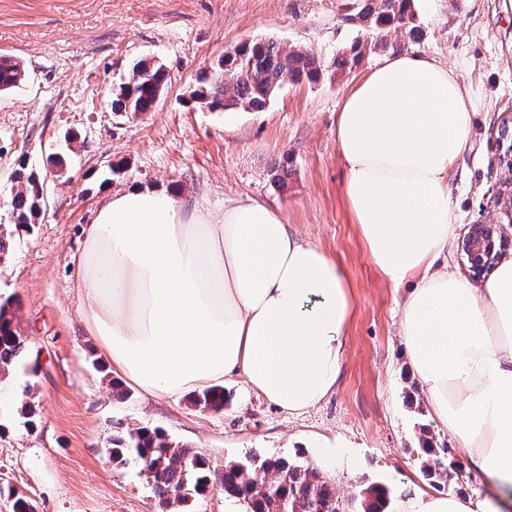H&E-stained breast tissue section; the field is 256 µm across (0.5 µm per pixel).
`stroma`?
Instances as JSON below:
<instances>
[{
  "label": "stroma",
  "mask_w": 512,
  "mask_h": 512,
  "mask_svg": "<svg viewBox=\"0 0 512 512\" xmlns=\"http://www.w3.org/2000/svg\"><path fill=\"white\" fill-rule=\"evenodd\" d=\"M356 0H0V51L28 77L0 95V199L18 161L46 173L47 203L0 263V297L19 302L34 373L0 381V512L20 490L37 512H157L145 476L113 463L118 425L164 429L215 469L249 454L312 460L328 439L323 476L344 497L385 482L405 496L426 484L420 428L448 445L398 334L405 290L372 263L344 197L336 115L349 91L382 62L316 83L285 82L263 111L211 112L191 99L198 75L224 51L266 40L311 51L323 64L372 30L348 19ZM421 33L386 36L390 50L456 68L472 90L471 147L449 175L456 235L470 224L512 233V173L498 162L497 127L512 106V0H415ZM388 49V50H389ZM144 59L169 81L154 111L119 116L113 86ZM66 161L57 173L54 155ZM281 183H274V175ZM139 185L174 190L220 213L250 198L279 212L345 270L355 298L342 375L316 407L291 417L237 380L223 409L118 398L109 362L81 322L72 257L83 229L112 193ZM34 411L26 425L23 403Z\"/></svg>",
  "instance_id": "stroma-1"
}]
</instances>
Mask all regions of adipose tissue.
<instances>
[{
	"mask_svg": "<svg viewBox=\"0 0 512 512\" xmlns=\"http://www.w3.org/2000/svg\"><path fill=\"white\" fill-rule=\"evenodd\" d=\"M470 89L454 67L385 59L337 114L345 196L374 265L407 286L399 333L451 450L496 490H420L393 512H512V259L482 285L448 265V173L469 148ZM82 318L112 372L150 400L240 379L291 416L336 388L355 300L344 269L250 199L131 186L85 229Z\"/></svg>",
	"mask_w": 512,
	"mask_h": 512,
	"instance_id": "obj_1",
	"label": "adipose tissue"
}]
</instances>
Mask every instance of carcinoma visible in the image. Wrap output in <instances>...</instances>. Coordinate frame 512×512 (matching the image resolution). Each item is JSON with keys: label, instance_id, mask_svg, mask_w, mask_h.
<instances>
[{"label": "carcinoma", "instance_id": "cac0c4a2", "mask_svg": "<svg viewBox=\"0 0 512 512\" xmlns=\"http://www.w3.org/2000/svg\"><path fill=\"white\" fill-rule=\"evenodd\" d=\"M359 20L377 33L373 41L354 40L334 57L332 73L352 70L366 53L384 50L383 34L399 30L410 39L419 34L413 22V0H361ZM326 68L311 52L287 48L274 42H246L224 53L198 78L192 98L212 111L243 109L260 112L273 93L289 80L294 83L320 80ZM26 74L20 62L0 55V92L19 86ZM168 74L162 66L137 61L131 78L112 88L110 108L114 112H151L165 87ZM17 190L8 203L9 223L0 231V262L13 250L15 232L36 223L45 205V178L23 163L13 173ZM16 302H0V380L17 365L35 373L37 366L26 361V340L14 327ZM224 390L194 394V405L217 410L224 407ZM112 461L134 463L146 472L159 512H185L189 503L218 490L247 503L248 512H391L394 492L384 483L364 489L359 499H344L336 486L317 469L284 458L250 456L233 460L217 471L207 458L169 438L161 429L145 426L116 430L110 438ZM423 452L434 457L425 469L428 479H448V465L430 443Z\"/></svg>", "mask_w": 512, "mask_h": 512}]
</instances>
